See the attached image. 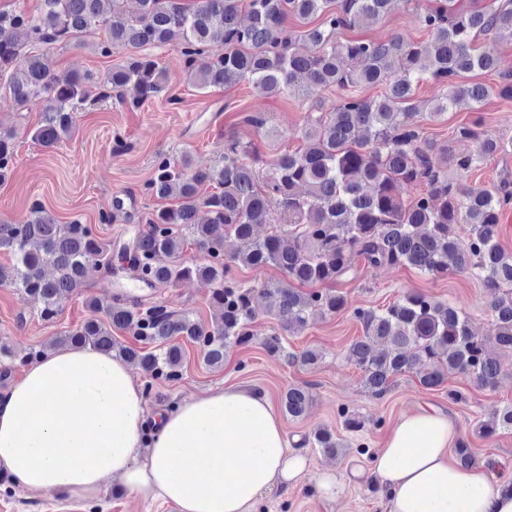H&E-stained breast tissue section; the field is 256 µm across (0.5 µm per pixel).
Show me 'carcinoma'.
<instances>
[{
    "instance_id": "1",
    "label": "carcinoma",
    "mask_w": 512,
    "mask_h": 512,
    "mask_svg": "<svg viewBox=\"0 0 512 512\" xmlns=\"http://www.w3.org/2000/svg\"><path fill=\"white\" fill-rule=\"evenodd\" d=\"M123 2L41 0L35 15L0 10V88L21 110L42 104L38 123L27 131L33 142L54 148L74 135L78 113L106 101L134 110L164 93L166 70L142 52L147 46L180 45L188 80L201 90L245 82L258 94L305 97L334 88L336 101L326 111H306L305 148L278 154L262 171L247 161L250 145L233 133L224 136V153L209 167L195 168L186 156L179 162L157 158L144 194L177 204L154 210L147 230L130 242L102 243L89 225L59 224L38 202L20 220H1L0 251L12 264L0 266V285L40 300L45 321L84 287L91 268L120 272L149 288L194 277L213 285L210 324L117 293L104 306L87 300L93 315L56 344L113 352L153 380L177 381L184 352L175 338L197 345L203 363L220 369L224 349L252 342L262 300L279 325L263 338L265 351L290 365L314 366L322 352L290 351L285 335L348 308L332 285L356 279L357 262L407 265L434 277L469 271L495 296L487 335L475 334L455 305L409 291L382 310H353L364 335L352 341L347 358L374 398L408 373L426 390L443 387L454 373L478 388H495L499 354L512 351V253L499 243L500 215L512 206V190L507 184L472 188L462 178L512 152V140L490 135L480 112L492 96L512 100V61L478 44L488 35L512 44V0L488 10L437 0L418 12L427 43L398 33L386 40L340 38L343 30L378 23L402 5L419 7L414 0H193L190 6L137 0V17L125 14ZM290 18L307 29L285 35ZM94 30L104 33L95 45L100 55L121 48L129 51L125 62L102 82L88 73L58 76L53 50L78 44ZM475 71L495 74L496 85L464 81ZM426 81L441 87L431 120L462 108L471 113L448 142L429 138L420 125L414 99ZM367 88L381 93L365 96ZM14 140L0 131V182L12 170ZM400 183L422 184L426 192L405 201L396 193ZM206 185L213 191L202 192ZM259 224L270 226L262 238ZM190 245L204 262H183ZM116 252L123 259L117 266ZM262 266L278 268L285 280L253 288L234 275L238 267ZM114 330L132 333L135 344L117 342ZM310 404L300 385L288 386L281 397L291 420L303 419ZM501 431H512V403L476 428L483 438ZM309 443L329 456L348 447L327 428L317 429Z\"/></svg>"
}]
</instances>
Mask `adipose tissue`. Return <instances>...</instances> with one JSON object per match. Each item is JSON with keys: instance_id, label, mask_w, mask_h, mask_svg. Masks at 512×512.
<instances>
[{"instance_id": "adipose-tissue-1", "label": "adipose tissue", "mask_w": 512, "mask_h": 512, "mask_svg": "<svg viewBox=\"0 0 512 512\" xmlns=\"http://www.w3.org/2000/svg\"><path fill=\"white\" fill-rule=\"evenodd\" d=\"M455 436L435 409L399 419L370 461L383 512H512L484 460H449ZM306 469L268 399L218 387L151 421L131 367L91 347L46 351L0 394V470L29 491L96 495L113 480L175 512H252Z\"/></svg>"}]
</instances>
